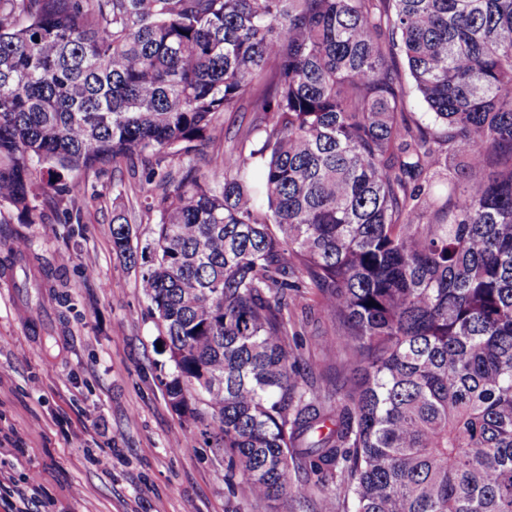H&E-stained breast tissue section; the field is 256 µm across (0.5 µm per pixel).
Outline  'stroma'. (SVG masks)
I'll return each mask as SVG.
<instances>
[{
  "instance_id": "obj_1",
  "label": "stroma",
  "mask_w": 512,
  "mask_h": 512,
  "mask_svg": "<svg viewBox=\"0 0 512 512\" xmlns=\"http://www.w3.org/2000/svg\"><path fill=\"white\" fill-rule=\"evenodd\" d=\"M84 183L81 222L51 200L41 224L0 212V512H320L324 497L346 512L332 481L297 499L229 493L213 426L176 412L160 383L171 367L139 270L112 249L113 210L139 244L153 226L127 174ZM18 241L26 274L9 251ZM330 329L313 309L292 347L324 391L346 375L315 343ZM31 475L36 491L19 500Z\"/></svg>"
}]
</instances>
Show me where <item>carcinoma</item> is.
I'll list each match as a JSON object with an SVG mask.
<instances>
[{
	"instance_id": "1",
	"label": "carcinoma",
	"mask_w": 512,
	"mask_h": 512,
	"mask_svg": "<svg viewBox=\"0 0 512 512\" xmlns=\"http://www.w3.org/2000/svg\"><path fill=\"white\" fill-rule=\"evenodd\" d=\"M0 207L44 223L134 158L169 401L203 395L244 499L512 512V0H0ZM424 103L430 123L412 112ZM259 118L209 178L194 143ZM134 232L112 217V247ZM353 376L322 394L288 349ZM297 331L301 336L297 338L295 344L291 337L293 331ZM331 323L326 313L321 311L317 306L312 310L308 320L303 324L297 323L294 328L289 329V345L297 356V367L304 377L323 391L331 390L332 385L343 380L348 372V368H342L336 364L335 359L326 355L319 346L316 345L314 338L330 333Z\"/></svg>"
}]
</instances>
